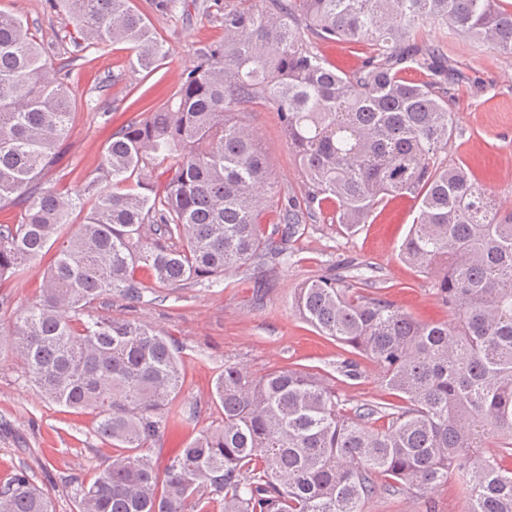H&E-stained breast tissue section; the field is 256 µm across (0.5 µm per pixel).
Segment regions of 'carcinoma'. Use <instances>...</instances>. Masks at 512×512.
<instances>
[{
	"instance_id": "carcinoma-1",
	"label": "carcinoma",
	"mask_w": 512,
	"mask_h": 512,
	"mask_svg": "<svg viewBox=\"0 0 512 512\" xmlns=\"http://www.w3.org/2000/svg\"><path fill=\"white\" fill-rule=\"evenodd\" d=\"M57 7L82 51L125 44L129 69L148 75L167 57L131 0ZM220 22L223 37L195 50L161 105L112 134L73 193L39 181L71 129L78 57L45 50L28 21L0 11V210L16 211L0 224V281L61 242L11 345L44 401L91 410L115 448L81 485L78 512H208L216 496L221 512H366L379 490L450 479L464 512H512V210L440 161L465 75L444 41L419 38L429 23L512 54V11L500 0H233ZM319 41L358 46L361 64L337 70ZM407 68L425 80H405ZM256 106L277 114L306 176L299 196L276 197L246 121ZM394 195L418 200L400 255L436 274L450 319L422 323L354 275L303 284L294 309L371 360L395 401L343 400L327 371L226 363L211 395L224 424L159 480L145 450L169 426L181 348L97 307L116 296L134 309L148 291L279 264L325 204L353 228ZM269 210L278 221L266 225ZM0 512L53 503L21 470L0 487Z\"/></svg>"
}]
</instances>
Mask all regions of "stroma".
Instances as JSON below:
<instances>
[{"mask_svg": "<svg viewBox=\"0 0 512 512\" xmlns=\"http://www.w3.org/2000/svg\"><path fill=\"white\" fill-rule=\"evenodd\" d=\"M199 2V8L162 15L149 0H133L134 8L170 50L162 68L150 78L129 72L125 46L89 49L90 61L74 83L76 113L71 131L61 146L59 162L44 172L43 187L81 184L100 164L113 131L135 115L123 83L103 91L101 79L124 73L126 81L148 89L149 102L162 103L192 65L196 45L222 37L218 16L224 11L223 0ZM0 10L26 18L45 47L59 45L67 19L63 12L50 9L46 0H0ZM422 36L444 37L449 58L467 75L450 102L457 129L448 145V164L468 168L505 209H512V55L452 31L443 35L427 27ZM246 119L269 148L272 177L280 194L303 192L305 179L276 114L257 107ZM417 212L411 196L393 198L375 211L369 223L349 232L331 222L332 212L327 209L288 242L287 264L249 269L220 288L204 283L172 288L162 302L145 294L137 318L172 336L182 347L175 403L200 409L192 424L164 434L149 448L157 467H165L186 443L222 424L224 417L210 394L225 364H241L256 374L273 367L329 371L350 357V347L317 335L295 314L294 293L303 284L368 266L377 271L385 296L415 319L446 320L448 309L437 294L434 273L399 256ZM49 263V258H42L30 264L23 279L0 283V335L8 334L17 314L39 296ZM359 364L362 379L352 385L337 377V394L354 402L385 398L375 364L365 358ZM94 428L93 414L43 402L25 384L19 358L10 350L0 351V485L19 469H27L36 484L50 493L55 512H78V482L91 481L112 453ZM464 507L452 482L424 492L380 493L366 505L367 512H463Z\"/></svg>", "mask_w": 512, "mask_h": 512, "instance_id": "stroma-1", "label": "stroma"}]
</instances>
